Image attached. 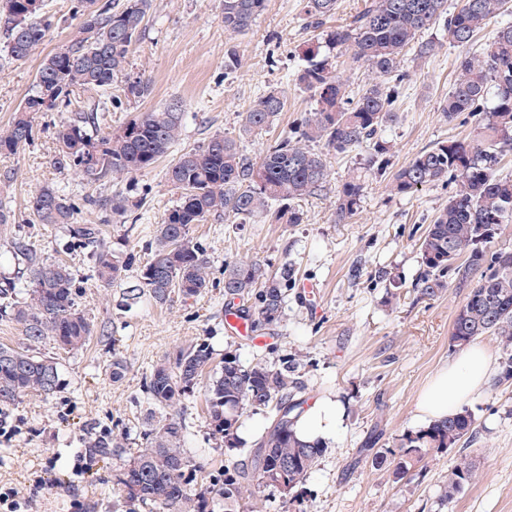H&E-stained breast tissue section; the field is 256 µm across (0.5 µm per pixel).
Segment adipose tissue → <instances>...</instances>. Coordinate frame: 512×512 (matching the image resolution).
I'll use <instances>...</instances> for the list:
<instances>
[{
    "label": "adipose tissue",
    "instance_id": "adipose-tissue-1",
    "mask_svg": "<svg viewBox=\"0 0 512 512\" xmlns=\"http://www.w3.org/2000/svg\"><path fill=\"white\" fill-rule=\"evenodd\" d=\"M496 376L494 359L482 345L473 344L442 365L421 390L416 418L427 424L444 418L480 396ZM345 410L334 396L317 398L299 417L298 437L306 442H329L342 431Z\"/></svg>",
    "mask_w": 512,
    "mask_h": 512
}]
</instances>
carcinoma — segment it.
Here are the masks:
<instances>
[{"label": "carcinoma", "mask_w": 512, "mask_h": 512, "mask_svg": "<svg viewBox=\"0 0 512 512\" xmlns=\"http://www.w3.org/2000/svg\"><path fill=\"white\" fill-rule=\"evenodd\" d=\"M337 2L303 0L309 24L321 31V40L307 49L306 65L297 81L313 93L316 108L299 130L279 135L257 160L243 154L235 139L216 134L171 163L166 180L180 190V197L156 226L151 258L139 268L128 297L137 299L146 293L163 304L175 290L195 297L208 288L210 261L191 232L193 225L212 216L232 214L255 223H302L299 202L320 193L328 178L324 154L313 149V144L321 143L337 153L368 148V169H373L386 150L381 132L398 120L395 102L397 84L402 82L403 50L416 43L419 54H427L430 44L419 37L442 19L447 21L450 42L465 47L508 5V0H463L450 15L448 0H368L349 25L326 30ZM266 3L222 0L224 29L246 33ZM45 7V0H0V28L7 36L11 58L25 60L43 44L51 27ZM151 9L152 0H124L122 4L77 0L78 25L65 43L43 59L32 94L13 120L0 128V157L14 156L30 144L35 115L70 106V95L78 88L106 91L119 80L124 98L148 96L149 81L132 77L127 70L129 49ZM341 49L351 52L373 75L355 101L346 97L345 84L337 75ZM121 98L99 99L61 125L52 159L56 169L77 171L89 183L131 178L153 168L169 152L181 136L182 106L171 102L141 113L107 136L97 112L119 106ZM283 107L282 95L268 92L243 113V129L269 128ZM442 111L450 122L465 112L478 118L477 138L440 141L421 152L392 174L390 191L406 195L448 180L456 183L448 204L417 240L423 266L418 291L423 298L437 296L446 287L448 274L459 287L468 289L454 315L451 340L464 346L482 336L499 339L503 355L498 381L508 382L512 380V250L495 248L494 240L500 225L512 221V176L500 173L503 157L512 153L511 24L496 31L485 54L460 61L459 76L443 100ZM365 187L363 172L348 175L337 194L336 223L346 222L357 212ZM96 202L118 216L128 211L123 196L89 200ZM29 207L37 223L62 224L79 245L94 248V277L101 286L125 278L132 258L109 250L98 225L74 223L76 207L65 195L42 187L31 196ZM15 248L26 269L0 283V315L22 324L30 342L50 337L65 349L83 346L92 335V325L77 307L70 266L40 260L19 242ZM295 279L290 262L271 273L255 260L238 259L224 265V296L228 304L254 311L257 321L253 326H273L281 321L286 290ZM205 376L209 425L227 454L221 492L224 512H255L251 488L274 487L272 474L283 463L288 464V483L296 489L326 451L324 444H307L295 434L302 402L300 386L288 367L260 361L246 365L228 352L222 365L215 367L208 346L190 345L153 368L146 382L154 406L145 431L146 448L118 478L126 499L148 512H207L208 490L188 491L191 460L182 448L183 426L173 414L186 391ZM59 383L57 362L21 348L0 346V405L13 404L31 393L50 394ZM259 410L269 411L268 425L248 443L240 435L243 417ZM475 432L476 419L464 408L406 433L398 448L375 452L373 462L378 467L392 466L394 479L408 483L419 475L417 465L426 454L452 448ZM240 455L248 463L236 461ZM476 476L472 459L465 455L457 459L443 484L441 502L452 503Z\"/></svg>", "instance_id": "obj_1"}]
</instances>
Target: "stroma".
I'll list each match as a JSON object with an SVG mask.
<instances>
[{
	"mask_svg": "<svg viewBox=\"0 0 512 512\" xmlns=\"http://www.w3.org/2000/svg\"><path fill=\"white\" fill-rule=\"evenodd\" d=\"M73 6L74 0H46L53 26L28 59L12 60L0 33V126L12 121L30 93L44 57L68 38ZM510 22L512 12L493 18L466 51L485 52L497 29ZM317 37L301 0H267L244 34L225 30L221 0H153L130 48L128 68L150 78L151 93L99 113L98 122L109 134L139 113L180 102L185 121L169 155L134 179L93 185L54 168L59 125L100 96L79 89L70 107L36 115L31 144L0 158V170L15 173L12 182L0 185V200L15 218L0 229V275L14 276L23 267L14 250L18 240L41 259L65 260L76 279V303L93 329L82 348L68 351L49 339L28 344L22 325L0 318V345L30 346L35 355L58 362L61 379L55 393L29 394L6 408L0 486L17 491L21 512H129L117 478L144 446L150 411L145 378L157 363L197 343L209 344L219 358L236 353L245 364L291 362L305 399L334 395L346 407L343 430L294 497L283 498L273 488L257 490L259 512H512V381L491 384L469 405L478 432L462 452L473 459L478 476L451 504H441L439 494L462 453L458 449L426 457L423 476L409 483L394 482L390 471L372 463L375 450L394 448L401 435L415 430L420 391L460 352L451 341V324L465 289L452 283L431 299L416 289L422 272L416 242L456 186L441 182L404 196L387 186L389 174L421 151L477 133L472 119L450 122L442 112L466 52L449 41L443 24L422 36L433 45L430 53L419 55L413 45L404 53L405 79L395 105L399 119L382 135L385 172L367 175L358 212L347 223L334 220L337 191L349 170L363 166L367 151L327 152L328 181L321 193L302 201L303 223L245 224L226 215L193 225L192 235L210 261L209 286L199 296L174 294L162 305L146 294L130 300L126 291L136 281L134 270L124 281L100 287L90 249L76 245L63 225L32 221L31 194L54 187L75 204L76 223L99 225L109 249L133 256L136 266L145 264L147 242L180 196L165 179L172 160L217 133L234 138L256 159L282 131L296 129L316 106L297 74ZM231 53L238 63L228 71L224 63ZM273 90L284 97L283 112L270 128L244 133L242 113ZM118 192L131 203L122 217L86 202ZM242 258L259 260L272 271L288 261L297 271L280 324L257 328L258 344L224 329V265ZM116 358L124 364L117 381ZM176 414L184 426L182 446L197 465L189 484L195 493L223 477L224 445L208 425L202 388L187 391ZM116 435L124 439L118 456L104 460L90 452V443Z\"/></svg>",
	"mask_w": 512,
	"mask_h": 512,
	"instance_id": "35a3bbf8",
	"label": "stroma"
}]
</instances>
